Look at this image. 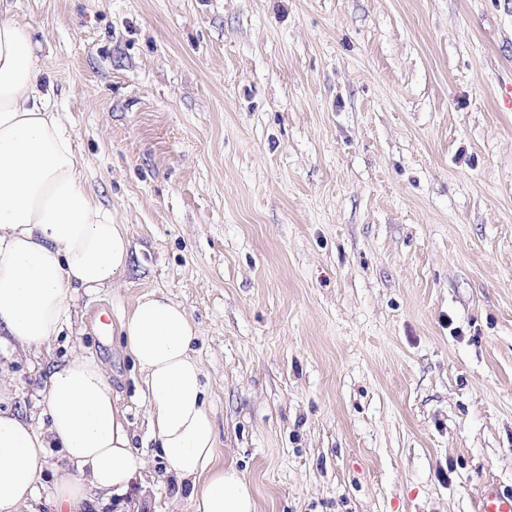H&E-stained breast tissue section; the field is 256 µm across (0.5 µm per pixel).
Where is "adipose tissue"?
I'll use <instances>...</instances> for the list:
<instances>
[{"instance_id": "adipose-tissue-1", "label": "adipose tissue", "mask_w": 512, "mask_h": 512, "mask_svg": "<svg viewBox=\"0 0 512 512\" xmlns=\"http://www.w3.org/2000/svg\"><path fill=\"white\" fill-rule=\"evenodd\" d=\"M47 67L28 26L0 0V346L50 355L72 319L70 291L112 287L131 241L84 185L83 160L50 106ZM142 376L151 434L168 471L189 482L199 512H256L249 481L216 461L198 329L181 303L153 292L119 324ZM47 432L0 411V512L35 499L47 448H61L79 480L59 479L57 512H84L87 487L123 494L145 461L103 363L76 353L41 389Z\"/></svg>"}]
</instances>
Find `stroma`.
<instances>
[{
	"mask_svg": "<svg viewBox=\"0 0 512 512\" xmlns=\"http://www.w3.org/2000/svg\"><path fill=\"white\" fill-rule=\"evenodd\" d=\"M84 186L126 225L74 289L146 468L87 512H198L102 331L143 295L199 329L217 457L257 512H476L512 489V0H10ZM34 426L44 356L0 353ZM77 471L41 460L26 512ZM479 512H511L512 493H505L494 484L482 488L479 501Z\"/></svg>",
	"mask_w": 512,
	"mask_h": 512,
	"instance_id": "1",
	"label": "stroma"
}]
</instances>
